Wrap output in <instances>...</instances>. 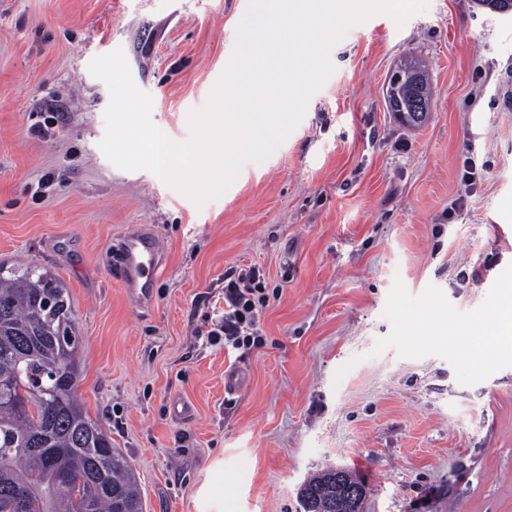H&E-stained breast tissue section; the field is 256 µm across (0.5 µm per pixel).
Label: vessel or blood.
Returning <instances> with one entry per match:
<instances>
[{
  "instance_id": "vessel-or-blood-1",
  "label": "vessel or blood",
  "mask_w": 512,
  "mask_h": 512,
  "mask_svg": "<svg viewBox=\"0 0 512 512\" xmlns=\"http://www.w3.org/2000/svg\"><path fill=\"white\" fill-rule=\"evenodd\" d=\"M163 244L156 233L139 228L124 235L117 247V276L130 298L141 304L153 300Z\"/></svg>"
}]
</instances>
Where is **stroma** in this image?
<instances>
[{"label":"stroma","mask_w":512,"mask_h":512,"mask_svg":"<svg viewBox=\"0 0 512 512\" xmlns=\"http://www.w3.org/2000/svg\"><path fill=\"white\" fill-rule=\"evenodd\" d=\"M241 0H0V263L68 288L78 394L135 470L149 512H302L328 466L362 512H512V361L477 365L408 336L404 316L480 317L512 282V12L429 0L377 15L294 132L197 207L99 143L109 103L90 61L123 48L176 143L227 65ZM436 95L425 122L387 112L407 55ZM476 166L474 185L463 162ZM164 247L152 303L116 278L113 243ZM260 269L263 344L210 343L224 278ZM248 377L235 394L224 372ZM191 409L172 415L173 401Z\"/></svg>","instance_id":"35a3bbf8"}]
</instances>
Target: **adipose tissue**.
<instances>
[{"mask_svg":"<svg viewBox=\"0 0 512 512\" xmlns=\"http://www.w3.org/2000/svg\"><path fill=\"white\" fill-rule=\"evenodd\" d=\"M433 338L473 360L484 363L512 360V288L504 287L501 299L490 307L484 324L460 327L452 332L437 326Z\"/></svg>","mask_w":512,"mask_h":512,"instance_id":"adipose-tissue-1","label":"adipose tissue"}]
</instances>
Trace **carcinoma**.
Here are the masks:
<instances>
[{
  "label": "carcinoma",
  "mask_w": 512,
  "mask_h": 512,
  "mask_svg": "<svg viewBox=\"0 0 512 512\" xmlns=\"http://www.w3.org/2000/svg\"><path fill=\"white\" fill-rule=\"evenodd\" d=\"M393 93L408 105L430 99L427 76L402 78ZM78 332L68 288L50 271L0 265V512H145L135 471L86 412L77 393ZM64 362L66 379L51 376ZM311 512H336V473L308 480Z\"/></svg>",
  "instance_id": "carcinoma-1"
}]
</instances>
